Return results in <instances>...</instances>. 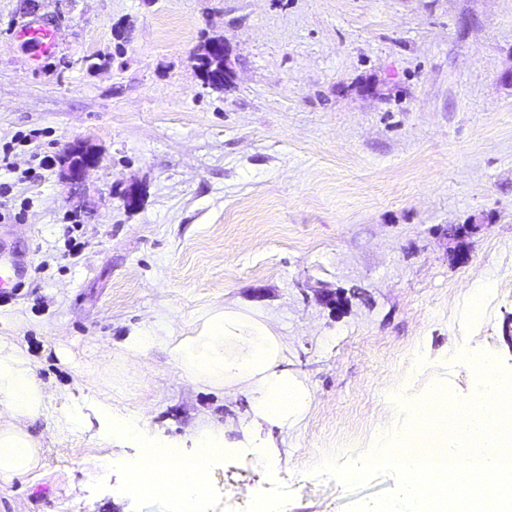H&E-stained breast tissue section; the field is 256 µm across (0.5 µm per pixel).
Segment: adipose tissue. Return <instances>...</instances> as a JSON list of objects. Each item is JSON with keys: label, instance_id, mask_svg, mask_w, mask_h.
Here are the masks:
<instances>
[{"label": "adipose tissue", "instance_id": "adipose-tissue-1", "mask_svg": "<svg viewBox=\"0 0 512 512\" xmlns=\"http://www.w3.org/2000/svg\"><path fill=\"white\" fill-rule=\"evenodd\" d=\"M164 344L177 367L194 383L237 385L250 395V424L284 426L308 406L305 388L283 367L284 342L267 318L226 307L206 313L192 335L158 337L149 329L131 335L132 356ZM46 386L29 365L24 351L0 339V478L10 480L35 471L42 445L26 429L46 399ZM199 453L165 449L156 459L146 451L124 465L134 482L155 496L180 504L199 499L209 475L206 450L221 446L223 436L211 428L197 433Z\"/></svg>", "mask_w": 512, "mask_h": 512}]
</instances>
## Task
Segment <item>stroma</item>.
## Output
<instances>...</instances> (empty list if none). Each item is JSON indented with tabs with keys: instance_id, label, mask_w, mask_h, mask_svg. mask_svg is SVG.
<instances>
[{
	"instance_id": "1",
	"label": "stroma",
	"mask_w": 512,
	"mask_h": 512,
	"mask_svg": "<svg viewBox=\"0 0 512 512\" xmlns=\"http://www.w3.org/2000/svg\"><path fill=\"white\" fill-rule=\"evenodd\" d=\"M34 24L56 34L40 59ZM214 38L221 89L194 62ZM76 141L101 162L73 191L54 160ZM1 148L0 242L28 273L0 289V336L48 398L28 424L41 464L0 485V512H177L97 473L138 450L109 439L105 404L186 453L223 428L200 512H349L396 479L313 467L405 429L395 392L465 399L450 344L512 374V0H0ZM224 306L283 336L299 422L243 426L248 396L185 380L165 345L126 353ZM205 52V61L208 64L198 70L202 77L206 78L208 74L211 76L214 72L217 77L224 74V83H227L231 77V71L224 43L220 40L210 41L205 47ZM213 66H215L214 70Z\"/></svg>"
}]
</instances>
